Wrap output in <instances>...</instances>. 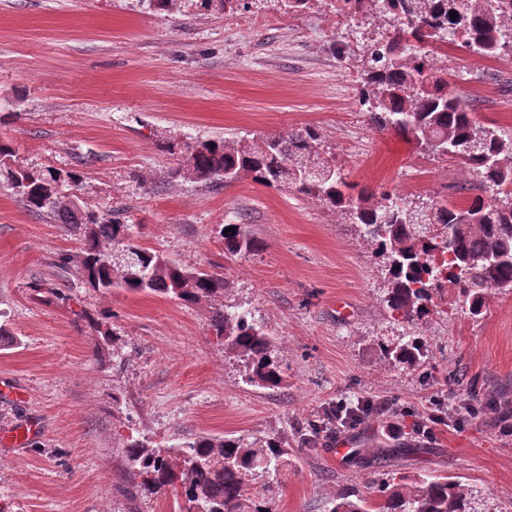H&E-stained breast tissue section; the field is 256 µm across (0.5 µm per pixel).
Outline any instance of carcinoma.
<instances>
[{"mask_svg": "<svg viewBox=\"0 0 512 512\" xmlns=\"http://www.w3.org/2000/svg\"><path fill=\"white\" fill-rule=\"evenodd\" d=\"M336 16L354 21L372 15L394 24L393 33L371 54L359 102L371 121L433 153L458 160L476 182L458 187L475 194L462 202L426 199L431 216L419 218L415 202L394 192L356 196L313 128L258 139L164 141L160 148L177 160L171 177L210 185L250 179L267 187L290 188L319 202L341 219L361 226L375 253L387 260V305L406 323L431 313L432 292L451 286L465 297L470 314L482 315L492 289L512 290V204L494 196L512 195V132L480 125L472 106L448 93V71L438 58L457 43L476 55L512 53V0H465L450 18L454 0H332ZM0 182L33 213L69 224L80 241L75 255L87 287L102 293L169 296L190 303L224 293V277L189 270L173 258L134 242L131 225L115 211L99 215L81 197L68 205L63 191H79L80 174L51 166L25 165L11 145L0 142ZM453 229L452 241L443 238ZM221 235L224 255L252 252L260 244L236 224ZM225 350L244 361L247 381L274 388L282 364L263 327L245 310H218L211 319ZM393 363L418 365L425 345L412 334L396 345H382ZM336 428L326 408L310 421L302 442L315 444ZM124 452L140 478L137 494L150 498L177 490L178 512H274L271 486L254 493L249 474L277 473L288 467L280 440H247L203 435L182 444L155 445L129 440ZM370 495H336L330 512H468L470 489L447 476L405 475L369 486Z\"/></svg>", "mask_w": 512, "mask_h": 512, "instance_id": "cac0c4a2", "label": "carcinoma"}]
</instances>
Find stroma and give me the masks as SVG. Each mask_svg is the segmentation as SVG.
<instances>
[{"label": "stroma", "mask_w": 512, "mask_h": 512, "mask_svg": "<svg viewBox=\"0 0 512 512\" xmlns=\"http://www.w3.org/2000/svg\"><path fill=\"white\" fill-rule=\"evenodd\" d=\"M388 31L370 17L338 19L330 0L299 14L278 0L226 11L181 0L171 12L141 0H0V140L20 161L81 174L88 207L123 209L136 243L226 280L213 302L95 292L71 262L78 243L66 226L0 188V322L14 339L0 347V386L21 393L0 402V431L40 427L0 446L6 512H171L174 493L136 495L124 445L204 434L283 440L277 512H329L337 493L418 474L470 487V512H512V290L491 291L474 317L445 289L408 328L387 306L384 261L359 225L249 179L172 177L160 148L310 126L355 191L453 196L464 181L455 159L373 129L359 104L370 49ZM443 62L449 92L474 104L477 121L512 131V54L455 47ZM224 224L245 225L260 249L225 258ZM34 281L69 304L35 299ZM238 308L268 333L280 386L249 383L215 336L214 312ZM81 309L111 316L97 328L75 318ZM411 331L423 366L384 361L380 344ZM436 395L446 422L414 433ZM362 398L376 407L369 420L302 445L317 410Z\"/></svg>", "instance_id": "stroma-1"}]
</instances>
